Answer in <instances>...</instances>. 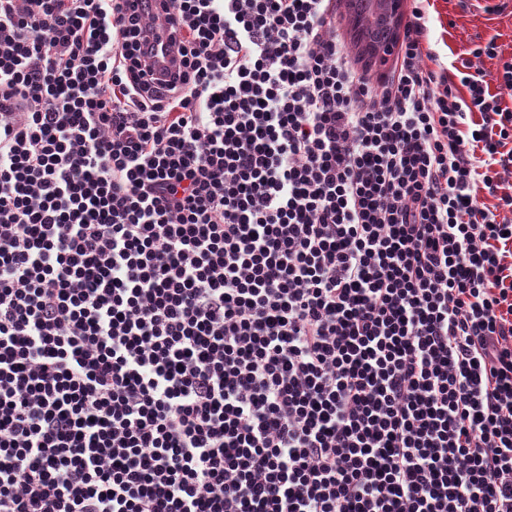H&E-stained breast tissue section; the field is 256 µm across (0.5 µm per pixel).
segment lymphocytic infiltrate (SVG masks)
Returning a JSON list of instances; mask_svg holds the SVG:
<instances>
[{
  "instance_id": "lymphocytic-infiltrate-1",
  "label": "lymphocytic infiltrate",
  "mask_w": 512,
  "mask_h": 512,
  "mask_svg": "<svg viewBox=\"0 0 512 512\" xmlns=\"http://www.w3.org/2000/svg\"><path fill=\"white\" fill-rule=\"evenodd\" d=\"M169 2L0 0V512H512V59ZM167 3L163 0H140L136 3L138 11L148 8L155 17V25L152 32L156 36L153 39L156 55L149 62L150 70L147 76L148 79H151L150 83L153 85L166 80L169 73L175 71L179 65L177 44L170 38L172 22ZM159 43H162L161 52L159 51Z\"/></svg>"
}]
</instances>
